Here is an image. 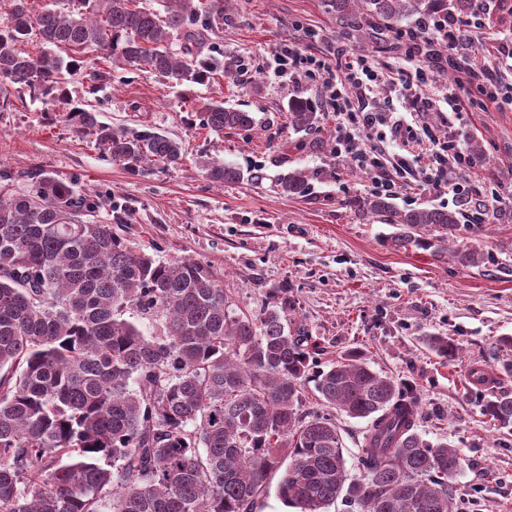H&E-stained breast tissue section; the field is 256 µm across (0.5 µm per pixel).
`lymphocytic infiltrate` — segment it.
<instances>
[{"label": "lymphocytic infiltrate", "instance_id": "1", "mask_svg": "<svg viewBox=\"0 0 512 512\" xmlns=\"http://www.w3.org/2000/svg\"><path fill=\"white\" fill-rule=\"evenodd\" d=\"M460 26L459 20L439 10L415 27L398 32L394 48L406 65L396 70L379 66L366 55L347 54L341 46L336 49L338 63L334 66L323 56L296 45L275 50L273 62L279 76L319 91L323 111L334 118L332 136L337 156L348 157L369 172L374 193L395 196L410 183L413 168L386 146L387 141L398 140L402 145L419 147L418 157L424 162L423 187L458 195L467 190L458 174L469 168L470 160L456 138L424 140L396 109L379 110L377 97L387 92L400 96L419 114L439 111L445 103L461 122L473 112L512 106V82L495 74L490 64L470 60L460 62L461 79L455 89L438 99L422 95V86L439 82L448 70L447 58L436 54L435 46L455 47ZM367 130L375 132V144L363 142L362 134Z\"/></svg>", "mask_w": 512, "mask_h": 512}]
</instances>
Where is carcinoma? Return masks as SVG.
I'll return each instance as SVG.
<instances>
[{"label": "carcinoma", "instance_id": "1", "mask_svg": "<svg viewBox=\"0 0 512 512\" xmlns=\"http://www.w3.org/2000/svg\"><path fill=\"white\" fill-rule=\"evenodd\" d=\"M0 22V80L53 102L94 48L110 66L93 70L90 93L112 80V66L147 69L177 84L235 78L239 61L217 48L231 0H6ZM349 31L395 30L433 10L472 15L475 0H328ZM42 50L23 49L31 34ZM215 133L250 130L252 113L222 102L201 107ZM288 129L315 136L321 107L288 101ZM77 134L132 175L176 168L182 144L149 130L114 129L88 107L70 109ZM216 183L244 180L240 169L199 155ZM314 175L292 168L277 187L309 194ZM22 191L0 172V512H254L268 478L282 472L278 496L299 512H329L342 500L358 512H457L452 480L458 450L419 432L422 407L403 382L372 368L351 348L321 368L303 325L288 329V289L255 314L238 312L209 268L192 259L164 262L135 249L112 225L88 216L97 202L41 170ZM354 212L395 228L385 244L448 246L464 267L489 224L512 214L488 210L460 240L461 209L396 206L385 195L349 201ZM425 344L451 362L459 345L433 335ZM512 377V336L498 341ZM322 404L367 419L359 469L348 478L335 417L303 412L309 384ZM497 431L512 432V391L482 397Z\"/></svg>", "mask_w": 512, "mask_h": 512}]
</instances>
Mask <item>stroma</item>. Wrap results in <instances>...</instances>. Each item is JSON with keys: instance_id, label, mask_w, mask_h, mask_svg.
<instances>
[{"instance_id": "obj_1", "label": "stroma", "mask_w": 512, "mask_h": 512, "mask_svg": "<svg viewBox=\"0 0 512 512\" xmlns=\"http://www.w3.org/2000/svg\"><path fill=\"white\" fill-rule=\"evenodd\" d=\"M309 25L344 42L348 52L377 56L388 67L398 62L382 41L362 42L346 32L326 0H234L218 42L241 62L242 80L178 86L120 69L98 94L100 121L181 142V166L133 176L79 136L66 107L89 98L88 76L81 73L68 84L65 105L0 82V169L19 179L39 168L92 192L100 219L117 235L163 261H201L244 312L260 311L287 289L295 322L320 347V365L361 348L374 369L416 386L423 408L443 411L440 420L423 417L420 431L460 450L458 512H512V434L492 429L469 380L476 366L496 374V344L512 336V222L486 229L483 248L491 259L478 267L459 265L445 250L384 245L392 226L347 205L369 195L371 182L337 157L331 115L323 117L326 147L318 152L299 148V135L288 129L289 99L317 91L283 81L270 58L277 46L301 40ZM209 101L252 112L255 127L221 134L203 128L197 111ZM420 121L440 138L452 133L462 145L479 140L486 158L461 178L479 188L486 205L512 210V112H476L454 126L440 112ZM201 154L245 172L259 169L264 178L210 182L195 163ZM296 167L315 177L305 198L289 199L275 179ZM330 167L332 179L323 175ZM431 334L457 340L455 361L441 362L424 346L423 336Z\"/></svg>"}]
</instances>
